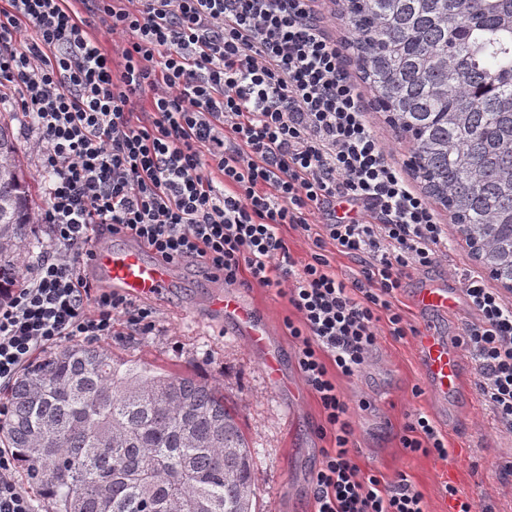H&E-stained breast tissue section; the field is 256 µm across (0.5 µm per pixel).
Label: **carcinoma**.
Listing matches in <instances>:
<instances>
[{"label":"carcinoma","instance_id":"cac0c4a2","mask_svg":"<svg viewBox=\"0 0 512 512\" xmlns=\"http://www.w3.org/2000/svg\"><path fill=\"white\" fill-rule=\"evenodd\" d=\"M373 101L427 197L512 283V0H346ZM34 177L0 119V303L27 272ZM0 439L46 512H252L256 448L224 390L75 342L26 369Z\"/></svg>","mask_w":512,"mask_h":512}]
</instances>
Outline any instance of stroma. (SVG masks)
<instances>
[{
  "mask_svg": "<svg viewBox=\"0 0 512 512\" xmlns=\"http://www.w3.org/2000/svg\"><path fill=\"white\" fill-rule=\"evenodd\" d=\"M438 218L448 226V256L406 279L396 304L412 325L433 326L455 340L475 318L470 307L448 316L414 304L420 288L460 287L464 271L480 267L447 212L439 211ZM224 288L223 279L194 264L173 266L170 287L149 301L154 330L136 332L119 315L114 336L101 345L121 360L189 369L223 387L258 451L260 512H311L312 475L331 442L319 434L321 409L303 380L296 344L284 324L291 314L287 300L272 288L240 291L272 330L270 346L283 370L282 381L275 382L264 369L263 352L252 348L231 320L209 312L210 296ZM463 360L464 384L441 400L425 388L414 337L398 340L381 333L360 374L337 381L351 410L356 462L361 470L378 471L389 481L407 476L423 494L427 512H453L459 498L470 502L472 512H512V485L499 478V464L512 452V434L497 426L481 399L471 353H464ZM416 410L427 414L447 438V459L410 454L401 447L407 416ZM446 484L457 488V498L443 495Z\"/></svg>",
  "mask_w": 512,
  "mask_h": 512,
  "instance_id": "stroma-1",
  "label": "stroma"
}]
</instances>
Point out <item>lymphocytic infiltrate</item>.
Returning <instances> with one entry per match:
<instances>
[{
    "mask_svg": "<svg viewBox=\"0 0 512 512\" xmlns=\"http://www.w3.org/2000/svg\"><path fill=\"white\" fill-rule=\"evenodd\" d=\"M7 2L0 106L33 137L49 246L0 304V387L36 351L110 337L118 315L153 329L147 304L80 273L101 236L129 238L226 285L281 289L299 369L334 441L313 474L314 512H425L406 477L361 471L336 380L360 371L379 324L399 340L415 335L396 294L410 272L447 256L448 229L389 157L315 0H89L83 18L69 0ZM286 227L310 241L309 261L294 259ZM329 247L357 263L354 277L336 273ZM462 284L476 318L461 343L483 401L512 433V304L480 271ZM399 442L448 457L417 410ZM16 470L14 451L0 448V512H35Z\"/></svg>",
    "mask_w": 512,
    "mask_h": 512,
    "instance_id": "lymphocytic-infiltrate-1",
    "label": "lymphocytic infiltrate"
}]
</instances>
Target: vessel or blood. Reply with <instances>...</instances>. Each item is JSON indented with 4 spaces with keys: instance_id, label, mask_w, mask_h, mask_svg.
<instances>
[{
    "instance_id": "b4317fda",
    "label": "vessel or blood",
    "mask_w": 512,
    "mask_h": 512,
    "mask_svg": "<svg viewBox=\"0 0 512 512\" xmlns=\"http://www.w3.org/2000/svg\"><path fill=\"white\" fill-rule=\"evenodd\" d=\"M94 261L106 272L113 290L129 298L148 299L170 285L169 265L145 259L142 252L134 247H102L96 251ZM417 303L427 310L453 314L461 310L463 298L460 293L445 288L428 287L419 291ZM209 309L215 315L234 321L253 348L265 350V371L270 379L279 380L280 361L267 350L269 328L259 319L254 307L237 293L224 292L210 299ZM415 342L424 380L430 391L442 398L454 393L462 381L460 350L426 326L419 328Z\"/></svg>"
}]
</instances>
